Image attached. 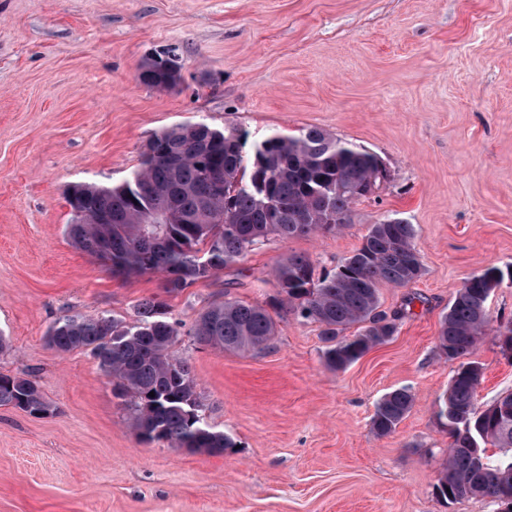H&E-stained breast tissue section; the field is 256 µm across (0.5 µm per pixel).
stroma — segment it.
I'll list each match as a JSON object with an SVG mask.
<instances>
[{"label":"stroma","mask_w":512,"mask_h":512,"mask_svg":"<svg viewBox=\"0 0 512 512\" xmlns=\"http://www.w3.org/2000/svg\"><path fill=\"white\" fill-rule=\"evenodd\" d=\"M171 48L179 86L141 82L143 60ZM197 122L253 142L317 127L378 155L388 180L342 229L268 236L171 296L161 275L115 276L76 249L69 187L123 183L150 138ZM388 214L415 225L424 273L380 285L384 311L415 299L384 344L329 370L319 325L283 308L264 349L195 342L210 303H265L291 254L334 270ZM509 265L512 0H0V374L31 376L57 409L0 407V512H502L435 492L458 367L438 335L465 278ZM160 296L205 419L234 441L223 454L140 441L98 361L47 343L67 315L131 324ZM469 359L479 407L512 392L497 340ZM399 388L414 406L375 436V407Z\"/></svg>","instance_id":"obj_1"}]
</instances>
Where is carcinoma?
Returning <instances> with one entry per match:
<instances>
[{
  "mask_svg": "<svg viewBox=\"0 0 512 512\" xmlns=\"http://www.w3.org/2000/svg\"><path fill=\"white\" fill-rule=\"evenodd\" d=\"M139 77L159 91L172 88L155 56L142 63ZM152 142L154 153H141L138 168L124 183L74 187L67 230L74 247L101 259L114 275H162L168 295L232 267L272 234L289 238L340 229L330 218L348 216L356 201L380 187L386 173L376 154L316 127L293 136L268 135L249 150L246 134L202 122L172 127ZM100 213L112 215V223L95 221ZM416 237L415 225L384 217L332 272L318 275L309 258L290 255L272 270L278 295L268 307L233 299L213 302L200 312L193 336L228 351L261 348L276 334L269 309L286 305L294 315L320 324L324 364L343 370L387 342L411 313V299L389 314L379 310V285L402 287L422 276ZM507 278L512 279L511 268L491 267L455 292L438 336L448 360L467 357L486 335L482 298ZM353 326L356 333L345 335ZM178 336L168 303L155 297L141 304L132 325L105 314L77 313L56 322L47 341L62 353H90L118 389L131 394L130 427L141 441L221 454L235 443L204 421L191 366L174 352ZM481 375L480 366L461 363L439 412L452 441L435 490L449 501L512 497V415L504 417L497 400L483 409L476 406ZM413 403L406 388L386 393L371 418L373 432L393 433ZM0 406L34 417L56 411L38 383L22 376L0 375ZM489 445L499 453L488 454ZM477 458L483 466H476Z\"/></svg>",
  "mask_w": 512,
  "mask_h": 512,
  "instance_id": "cac0c4a2",
  "label": "carcinoma"
}]
</instances>
